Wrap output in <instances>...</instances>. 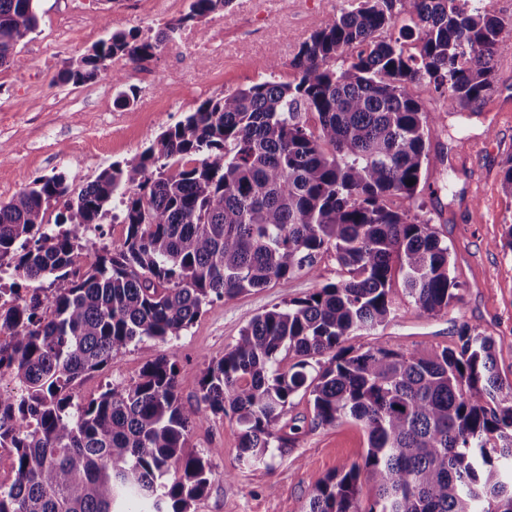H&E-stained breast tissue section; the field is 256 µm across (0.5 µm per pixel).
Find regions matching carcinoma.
<instances>
[{"instance_id": "cac0c4a2", "label": "carcinoma", "mask_w": 512, "mask_h": 512, "mask_svg": "<svg viewBox=\"0 0 512 512\" xmlns=\"http://www.w3.org/2000/svg\"><path fill=\"white\" fill-rule=\"evenodd\" d=\"M37 2L0 0V68L37 29ZM230 2L192 0L154 40L116 30L58 78L119 86L107 61L147 60ZM505 28L475 2L358 0L302 42L294 80L271 59L260 81L201 102L81 188L53 173L0 202V274L59 284L45 298L0 287L13 298L0 306V372L13 383L0 388V451L13 469L0 512H143L119 510L124 498L191 512L215 475L190 446L194 425L235 418L239 459L260 463L295 443L299 427L283 418L298 397L312 424L350 419L368 437L363 465L318 484L306 512H512V381L494 338L465 326L457 347L427 354L346 346L395 314L396 271L423 314L458 300L431 220L389 205L413 198L431 163L432 118L409 85L425 83L450 111L485 99L495 57L512 52ZM117 208L124 235L100 247L84 228ZM328 252L345 277L251 318L204 370L196 404L181 402L166 355L133 383L74 401L76 381L129 344L176 339L203 307L313 275ZM283 353L295 359L286 371Z\"/></svg>"}]
</instances>
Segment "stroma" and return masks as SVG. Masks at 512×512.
I'll return each instance as SVG.
<instances>
[{"mask_svg": "<svg viewBox=\"0 0 512 512\" xmlns=\"http://www.w3.org/2000/svg\"><path fill=\"white\" fill-rule=\"evenodd\" d=\"M190 0H38L39 26L0 68V202L9 201L36 177L61 173L73 187L93 180L116 161L135 158L160 132L182 120L203 100L258 81L264 63L276 58L288 68L300 44L349 0H232L224 11L192 27L199 43L185 56L162 45L151 59L125 62L126 89L137 97L132 110L115 103L106 78L79 85L53 83V76L115 30L153 37L189 10ZM489 98L448 114L443 97L411 86L425 111L439 122L429 138L431 164L413 199L393 198V208L430 220L448 243L459 299L446 313H420L401 279L392 288L399 309L388 324L352 337L350 346L384 343L395 349L434 351L456 346L470 326L494 337L498 370L512 380V192L502 167L512 159V54L497 56ZM332 254L317 274L299 273L230 301L206 306L179 338L162 344H130L101 372L77 381L73 396L84 400L107 386L137 379L156 355L177 363L178 394L194 401L203 371L220 358L248 320L285 306L339 280ZM241 428L231 417L197 424L190 444L209 458L216 476L195 512H304L318 482L342 465L362 462L365 431L351 420L306 430L285 454L261 464L239 462Z\"/></svg>", "mask_w": 512, "mask_h": 512, "instance_id": "35a3bbf8", "label": "stroma"}]
</instances>
